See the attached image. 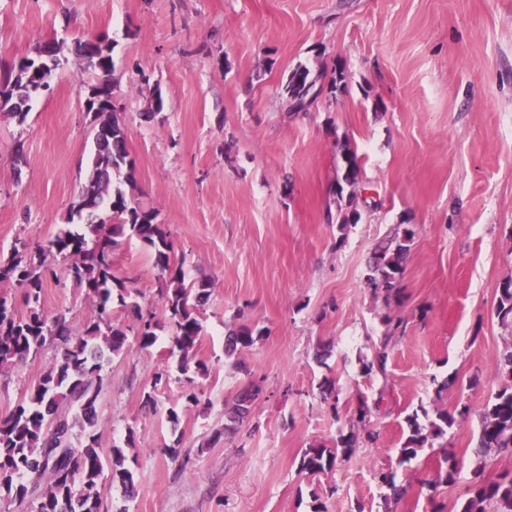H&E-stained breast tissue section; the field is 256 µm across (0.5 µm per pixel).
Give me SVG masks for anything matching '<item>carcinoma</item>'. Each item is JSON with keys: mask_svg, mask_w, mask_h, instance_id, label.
<instances>
[{"mask_svg": "<svg viewBox=\"0 0 512 512\" xmlns=\"http://www.w3.org/2000/svg\"><path fill=\"white\" fill-rule=\"evenodd\" d=\"M75 53L84 68L96 79L84 85L93 95L110 105L108 85L113 83L112 51L92 52V41L77 43ZM63 60L60 49L45 45L0 74V112L23 123L35 92L49 87L50 80ZM345 69L334 70L325 79L324 72L312 75L308 67H298L288 74L283 89L290 107L301 112L316 102L319 94L336 95L347 90ZM95 150L89 172L70 205L65 227L46 244L32 251L21 241L10 256L0 260V282H15L24 289L25 310L20 312L13 298L0 293V375L37 356L46 346L58 348L53 365L27 389L22 399L6 416L0 417V500L7 499L18 512H102L101 489L119 487L131 496L135 476L127 464L123 448L115 446L105 459L94 433L97 406L104 388L102 371L111 357L122 352L127 332L112 322L118 306L135 316L132 328L140 347H153L164 324L153 310H143L116 276L112 253L118 238H136L151 248L153 267L164 279L161 289L163 312L171 327L169 356L177 358L178 370L188 382L193 376H205L207 365L196 359L203 325L199 316L210 296V283L186 279L184 260L175 258L170 231L156 222V210L135 198L136 165L127 149L125 115L117 110L92 113ZM341 157L336 172V221L344 232L359 223L358 188L362 168L356 151L349 144L338 146ZM414 231H401L379 243L370 258L366 285L385 299L399 292L404 262L413 242ZM68 263L73 285L83 288L95 299L97 319L76 326L62 312L49 313L43 305L44 286L52 265ZM501 323L512 325V279L503 282L496 307ZM385 343L375 348L364 363L367 372H385L389 358L386 341L403 333L400 323L386 320ZM265 329L241 324L229 330L224 339V353L232 356L253 346ZM499 372L507 383L496 392L482 412L477 446L473 452L484 459L489 452L512 455V341L506 344ZM261 388L250 381L224 404L226 428L240 425L249 416ZM467 412L462 406L456 413L436 412L427 424L419 414L406 418L409 435L399 449L400 462L415 458L433 440L444 436L458 418ZM369 407L361 404L355 416L354 430L341 434L333 445L313 444L302 451L298 472L310 477L328 473L336 466L339 454L348 453L361 441H376L367 426ZM458 468L448 454L443 456L437 483L456 482ZM381 486L398 500L407 488L396 483L394 474L382 473ZM460 512H512V472L491 480L475 474L466 487Z\"/></svg>", "mask_w": 512, "mask_h": 512, "instance_id": "cac0c4a2", "label": "carcinoma"}]
</instances>
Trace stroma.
I'll list each match as a JSON object with an SVG mask.
<instances>
[{
	"label": "stroma",
	"mask_w": 512,
	"mask_h": 512,
	"mask_svg": "<svg viewBox=\"0 0 512 512\" xmlns=\"http://www.w3.org/2000/svg\"><path fill=\"white\" fill-rule=\"evenodd\" d=\"M102 35L138 197L211 291L199 351L209 372L194 382L203 403L180 408L178 425L168 409L189 384L167 337L148 349L128 340L104 367L100 452L126 447L137 484L130 499L108 491L109 512H312L318 501L327 512H457L475 469L511 471L512 456L482 464L472 449L512 339L496 315L512 278V0H0V70L49 41L65 60L25 122L0 116V257L66 222L93 148L80 85L94 75L72 49ZM300 64L344 68L347 93L290 111L282 83ZM343 137L365 191L361 221L342 235L327 212ZM403 222L415 235L401 298L387 304L365 284L367 261ZM112 260L140 305L161 309L148 249L124 237ZM54 270L46 310L94 319L93 298L64 263ZM389 317L405 331L388 342L386 373L365 374ZM230 322L265 334L225 356ZM55 357L46 347L0 377V415ZM326 377L337 405L320 397ZM251 380L261 395L224 433L225 401ZM363 403L377 445L318 478L298 473L303 449L331 443ZM463 403L465 419L400 463L408 415ZM173 443L176 461L164 451ZM446 452L460 469L452 485L435 481ZM383 472L408 483L402 499L385 497Z\"/></svg>",
	"instance_id": "stroma-1"
}]
</instances>
